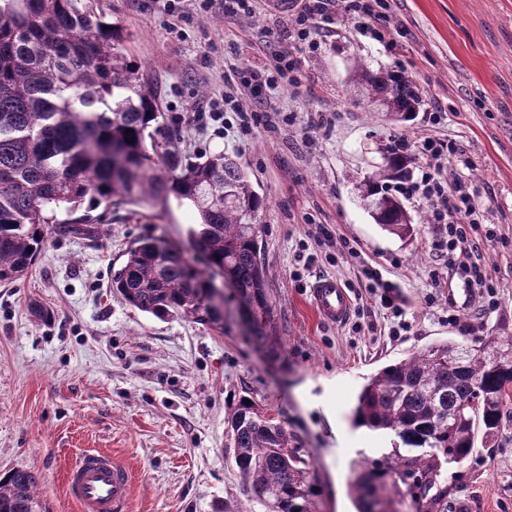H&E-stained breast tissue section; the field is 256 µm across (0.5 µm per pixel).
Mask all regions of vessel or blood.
Wrapping results in <instances>:
<instances>
[{"mask_svg": "<svg viewBox=\"0 0 512 512\" xmlns=\"http://www.w3.org/2000/svg\"><path fill=\"white\" fill-rule=\"evenodd\" d=\"M310 301L318 318L331 325L343 323L353 307L348 289L332 276L312 282ZM133 479L131 468L122 459L91 452L67 469L65 487L79 512H132Z\"/></svg>", "mask_w": 512, "mask_h": 512, "instance_id": "1", "label": "vessel or blood"}]
</instances>
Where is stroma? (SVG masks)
Here are the masks:
<instances>
[{
	"instance_id": "1",
	"label": "stroma",
	"mask_w": 512,
	"mask_h": 512,
	"mask_svg": "<svg viewBox=\"0 0 512 512\" xmlns=\"http://www.w3.org/2000/svg\"><path fill=\"white\" fill-rule=\"evenodd\" d=\"M396 46L371 41L346 19L290 45L300 83L276 94L243 87L239 70L270 66L288 11L258 0L253 16L193 12L180 21L161 0H101L129 39L124 48L157 91L156 145L182 157L234 156L265 201L257 222L266 289L283 347L273 357L248 334L232 294L215 326L160 320L129 306L112 276L131 244L148 236L188 245L190 208L148 198L98 208L84 231L44 227L45 248L21 279L0 284V476L27 469L49 512H78L64 474L89 451L124 459L135 473L133 512H241L246 500L232 464L225 421L240 397L267 409L306 451L323 484L321 512H358L359 462L390 453L392 434L353 427L350 411L367 377L408 353L448 338L512 335V0H388ZM400 67L423 106L402 122L352 94L355 62ZM232 96L264 104L269 127L242 136L198 129L197 102ZM440 122H433V114ZM425 133L449 140L471 162L449 161L444 177L479 189L495 240L482 262L497 291L487 309L458 282L431 285L441 263L425 248L436 227L429 206L405 201L414 233L402 239L375 224L357 186L383 163V150ZM349 242L357 257L317 246L321 231ZM393 286L411 328L374 335L373 302L361 295V262ZM339 279L349 319L314 314L311 283ZM474 324L464 334L449 309ZM448 512H512V402L498 436L448 468Z\"/></svg>"
}]
</instances>
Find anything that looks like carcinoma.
Instances as JSON below:
<instances>
[{"label":"carcinoma","instance_id":"cac0c4a2","mask_svg":"<svg viewBox=\"0 0 512 512\" xmlns=\"http://www.w3.org/2000/svg\"><path fill=\"white\" fill-rule=\"evenodd\" d=\"M95 0H0V283L26 275L44 247V225L57 210L119 207L145 196H174L192 209L190 238L200 268L162 238H142L125 252L112 288L157 319L193 318L212 325L223 313L209 303L214 281L229 284L251 320L256 343L279 350L265 288L257 214L262 200L232 157L222 152L181 164L177 153L149 150L161 114L157 92L123 52L122 28ZM353 93L402 120L421 97L406 71L356 66ZM163 167L161 175L156 174ZM394 146L358 185L380 199L372 219L403 238L401 201L384 184L407 173ZM512 390V336L469 344H432L371 375L351 412L355 427L393 433L399 448L371 463L354 490L363 512H394L408 498L414 512H448L450 463L473 455L475 436H495ZM234 464L248 500L263 512H320L323 492L313 464L289 447L281 423L243 397L230 417ZM37 476L16 469L0 477V512H47Z\"/></svg>","mask_w":512,"mask_h":512}]
</instances>
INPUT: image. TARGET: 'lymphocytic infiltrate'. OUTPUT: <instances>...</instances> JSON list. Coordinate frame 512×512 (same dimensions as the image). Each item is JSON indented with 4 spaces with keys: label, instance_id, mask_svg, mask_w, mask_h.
<instances>
[{
    "label": "lymphocytic infiltrate",
    "instance_id": "obj_1",
    "mask_svg": "<svg viewBox=\"0 0 512 512\" xmlns=\"http://www.w3.org/2000/svg\"><path fill=\"white\" fill-rule=\"evenodd\" d=\"M385 7V0H299L292 5L282 33L296 44L313 43L323 23L331 21L341 10L363 33L389 44L393 38L383 21ZM298 73V59L292 52L282 50L274 53L271 67L241 72L240 82L247 87L279 92L296 86ZM416 146L424 159L419 177L395 183L392 189L400 195L429 202L432 221L439 226L438 234L427 243L430 253L445 259L449 272L464 288L487 295L489 307H496V291L481 261L482 249L494 239L495 232L482 226L484 216L475 204L476 190L468 181L442 177L443 161L454 153V146L432 136L419 139ZM360 273L366 290L387 322L389 335L409 330L410 323L392 296L391 284L373 266H362Z\"/></svg>",
    "mask_w": 512,
    "mask_h": 512
}]
</instances>
